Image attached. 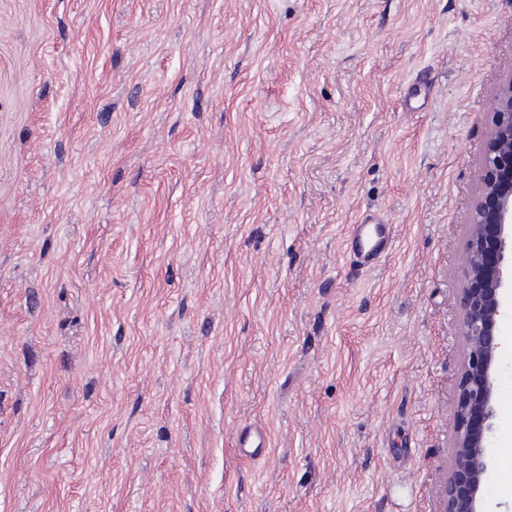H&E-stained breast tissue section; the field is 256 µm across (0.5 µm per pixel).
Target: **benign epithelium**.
<instances>
[{"label": "benign epithelium", "mask_w": 512, "mask_h": 512, "mask_svg": "<svg viewBox=\"0 0 512 512\" xmlns=\"http://www.w3.org/2000/svg\"><path fill=\"white\" fill-rule=\"evenodd\" d=\"M491 108L494 125L469 224L461 288L466 353L443 512H484L481 491L490 471L497 419V327L505 300L512 296V187L506 191L501 186L504 169L512 166V79Z\"/></svg>", "instance_id": "7a95c632"}]
</instances>
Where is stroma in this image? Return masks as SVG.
<instances>
[{
    "instance_id": "obj_1",
    "label": "stroma",
    "mask_w": 512,
    "mask_h": 512,
    "mask_svg": "<svg viewBox=\"0 0 512 512\" xmlns=\"http://www.w3.org/2000/svg\"><path fill=\"white\" fill-rule=\"evenodd\" d=\"M511 78L512 0H0V512H441ZM393 235V225L379 215L366 216L361 224H354L349 237L350 253L361 265H370L385 252ZM267 445V433L263 427L243 429L238 436V448L248 457L260 456Z\"/></svg>"
}]
</instances>
